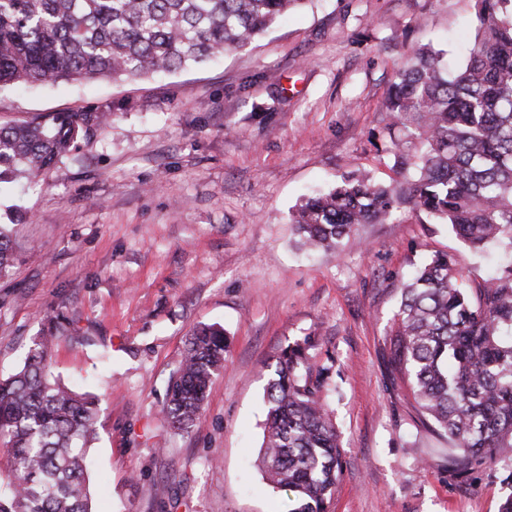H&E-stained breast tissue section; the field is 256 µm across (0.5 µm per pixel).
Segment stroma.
<instances>
[{
	"label": "stroma",
	"mask_w": 512,
	"mask_h": 512,
	"mask_svg": "<svg viewBox=\"0 0 512 512\" xmlns=\"http://www.w3.org/2000/svg\"><path fill=\"white\" fill-rule=\"evenodd\" d=\"M476 0H307L249 47L172 74L17 84L0 124L111 111L43 181L0 184L17 260L0 279V375L56 320L52 371L99 399L92 512H287L258 467L279 351L311 339L341 431L329 512H498L503 464L468 481L423 457L442 442L388 369L400 288L432 252L478 286L502 260L409 207L334 253L298 249L289 215L353 173L404 192L384 104L413 51L449 67L476 37ZM230 341L192 431L160 418L191 330Z\"/></svg>",
	"instance_id": "1"
}]
</instances>
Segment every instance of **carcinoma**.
<instances>
[{
    "mask_svg": "<svg viewBox=\"0 0 512 512\" xmlns=\"http://www.w3.org/2000/svg\"><path fill=\"white\" fill-rule=\"evenodd\" d=\"M304 0H0V87L48 79L135 78L200 65L250 45ZM476 38L448 75L441 51L422 47L398 73L386 112L407 130L392 141L394 167L412 168L406 195L354 175L305 198L291 214L300 243L335 250L363 224L409 206L446 224L470 249L512 252V0H478ZM109 112H58L0 125V181L37 178ZM16 260L0 225V277ZM58 329L36 337L22 367L0 379V444L12 478L0 512H90L86 455L98 400L58 381L50 353ZM389 364L421 416L448 443L442 466L466 480L507 457L512 480V263L471 296L457 261L437 252L401 291ZM227 340L196 327L161 409L190 433ZM326 367L299 343L276 358L265 390L258 466L293 494L288 512H326L341 472L340 435L323 398Z\"/></svg>",
    "mask_w": 512,
    "mask_h": 512,
    "instance_id": "carcinoma-1",
    "label": "carcinoma"
}]
</instances>
